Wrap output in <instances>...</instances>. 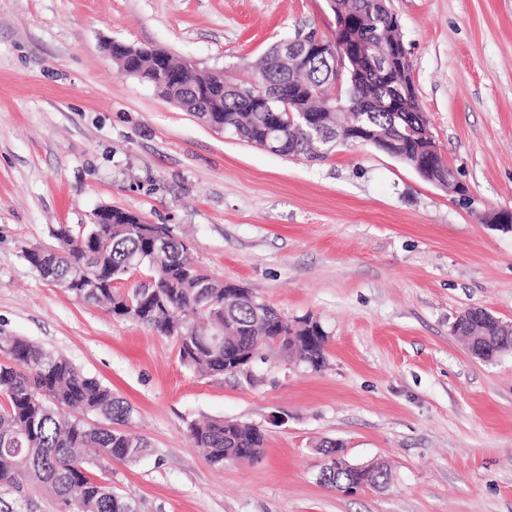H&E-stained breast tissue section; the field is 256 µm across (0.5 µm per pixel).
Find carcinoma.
I'll return each mask as SVG.
<instances>
[{
    "label": "carcinoma",
    "mask_w": 512,
    "mask_h": 512,
    "mask_svg": "<svg viewBox=\"0 0 512 512\" xmlns=\"http://www.w3.org/2000/svg\"><path fill=\"white\" fill-rule=\"evenodd\" d=\"M337 5L352 15L369 51L378 54L399 36L376 15L374 0H339ZM112 51L120 52L116 63L132 76H148L157 57H165L173 70L185 74L187 83L159 87L161 96L184 107L192 89H206L221 108L213 117L224 129L276 154L322 159L336 144L348 141L359 122L374 128L382 140L399 137L398 151L408 163L424 146V140L416 138L417 100L399 110L383 105L400 83L391 73L357 88L347 84L339 90V99L327 104L323 95L332 92L335 71L290 67L273 48L248 84L227 83L221 72H189L186 61L161 49H123L114 43ZM273 82L288 83L290 91L297 83L310 88L306 108L321 121L325 151H317L307 129L286 120L284 113L254 109L250 93ZM353 98L371 111L352 110L349 121H338L341 107ZM150 231L136 223L131 212L116 207L110 224L57 225L51 230L56 245L34 247L25 258L43 279L70 284L68 291L77 299L89 305L106 303L116 317L123 315L125 299H130L136 310L133 321L173 338L180 361L200 374L227 375L224 355L248 349L263 354L273 348L312 370L325 367L324 329L304 330L270 305L265 307L270 319H262L244 295L245 286L212 278L190 257L187 246L169 234L164 247L154 250ZM141 268L148 270L147 280L127 297L112 288V282ZM458 325L465 336L501 335L495 317L483 309L465 311ZM0 353L7 358L0 362V512H22V504L34 503L31 491L40 485L53 489L60 512H138L134 500L91 472L93 466L104 470L114 462L133 464L146 455L149 442L130 431L132 406L67 359L26 338H0ZM190 438L218 468L231 457L257 459L265 445L260 428L222 419L191 426ZM325 471L320 483L346 493L353 485L390 480L383 463L370 474H360L332 460Z\"/></svg>",
    "instance_id": "1"
}]
</instances>
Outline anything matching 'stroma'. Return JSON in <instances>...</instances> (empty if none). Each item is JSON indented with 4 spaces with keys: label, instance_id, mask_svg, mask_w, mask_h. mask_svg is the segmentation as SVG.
Instances as JSON below:
<instances>
[{
    "label": "stroma",
    "instance_id": "35a3bbf8",
    "mask_svg": "<svg viewBox=\"0 0 512 512\" xmlns=\"http://www.w3.org/2000/svg\"><path fill=\"white\" fill-rule=\"evenodd\" d=\"M434 139L477 209L368 144L285 157L200 122L126 74L116 41L226 80L297 32L334 38L328 0H0V335L67 357L134 408L150 443L105 480L142 512H512V353L454 331L512 322V0H391ZM112 205L166 226L208 273L327 333L320 371L270 355L247 386L184 366L172 339L76 299L26 249ZM266 434L210 465L191 423ZM385 462L388 488L322 486L320 443ZM496 321L500 328L505 331L504 336H501V331L496 326L495 317L483 309H468L458 318L461 333L464 336L474 337L475 349L483 356L491 349V346L488 343L476 341L480 339L481 336H488L489 339H491L492 336H499L502 341L505 342V349L498 351V353H493L491 357L484 358L486 361L493 360L502 352L512 350V322L504 323L499 319H496Z\"/></svg>",
    "mask_w": 512,
    "mask_h": 512
}]
</instances>
